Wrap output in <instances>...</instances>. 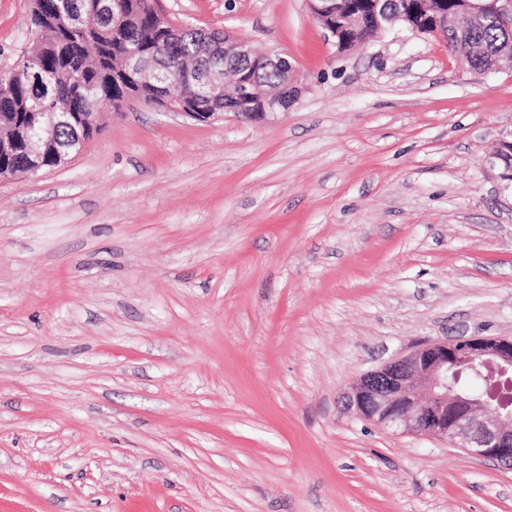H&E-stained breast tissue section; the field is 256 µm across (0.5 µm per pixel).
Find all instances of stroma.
<instances>
[{
  "mask_svg": "<svg viewBox=\"0 0 512 512\" xmlns=\"http://www.w3.org/2000/svg\"><path fill=\"white\" fill-rule=\"evenodd\" d=\"M31 0H0V78ZM286 54L262 123L128 100L0 181V512H512V470L346 405L421 344L512 336V71L307 0H154ZM343 0H307L309 11L313 20L332 38L336 37L337 27L340 25L347 26L356 23L360 19L357 25L352 26L347 32L341 36L340 44L342 45V51L348 50L358 44L365 45L372 38L377 35V31H385L391 29L394 26V22L389 24L388 17L389 13L394 15L395 13L407 12L413 8L414 4H418V0H406L407 4H403L404 1L393 2L387 1L388 10L386 3L381 4L382 0H371L372 5V24L377 25V31L374 26L370 24V19L367 15H363L361 18L350 14L344 10L342 4ZM389 11V12H388Z\"/></svg>",
  "mask_w": 512,
  "mask_h": 512,
  "instance_id": "obj_1",
  "label": "stroma"
}]
</instances>
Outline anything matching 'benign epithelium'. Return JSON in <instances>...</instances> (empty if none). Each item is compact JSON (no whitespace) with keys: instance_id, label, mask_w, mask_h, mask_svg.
<instances>
[{"instance_id":"benign-epithelium-1","label":"benign epithelium","mask_w":512,"mask_h":512,"mask_svg":"<svg viewBox=\"0 0 512 512\" xmlns=\"http://www.w3.org/2000/svg\"><path fill=\"white\" fill-rule=\"evenodd\" d=\"M313 20L331 37L337 27L356 23L359 17L344 10L342 0H307ZM471 20H480L488 10L512 14V0H463ZM387 5L373 0L372 24L377 31L393 28L388 22ZM401 18L415 34L444 37L448 16L433 14L429 18ZM201 41L207 53H223L224 59L249 61L255 71L274 68L283 72L287 81L294 78L293 65L279 53L255 50L247 41L228 33L201 31ZM142 81L150 82L155 97L168 111L198 121L221 119L222 112L196 111L197 93L189 85L177 95L165 93L156 78L140 70ZM249 85L251 99L258 111L256 119L265 120L277 112H286L293 102L284 98L281 90L262 91L254 80L236 79V85ZM204 96L213 102L227 101L224 70L212 68L196 79ZM41 111L30 114L32 127L27 130V160L21 172L35 175L42 171L44 153L53 149L58 154L57 165L70 160V154L53 142V133L62 124L83 129L97 126V116L87 117L77 112H56L45 103V97L35 96ZM495 158L503 167V178L512 182V138H503ZM477 358L505 368L512 366V336H460L452 340H437L399 356L381 368L363 375L348 392L349 405L364 418L382 428L411 433L445 441L468 454L498 462L512 469V413L497 409L488 400L464 394L448 383V369Z\"/></svg>"}]
</instances>
